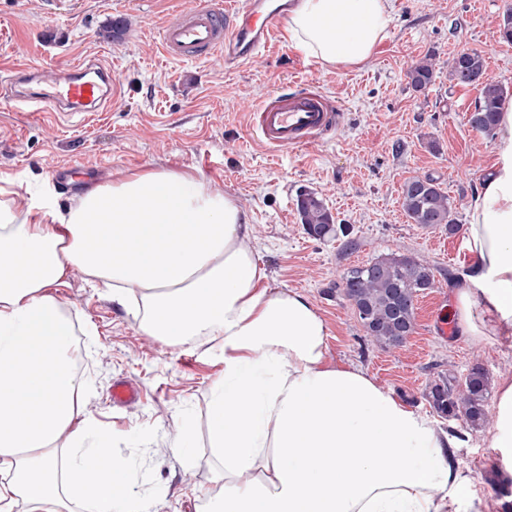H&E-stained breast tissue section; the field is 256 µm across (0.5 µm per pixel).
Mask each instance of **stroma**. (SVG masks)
<instances>
[{
  "label": "stroma",
  "mask_w": 512,
  "mask_h": 512,
  "mask_svg": "<svg viewBox=\"0 0 512 512\" xmlns=\"http://www.w3.org/2000/svg\"><path fill=\"white\" fill-rule=\"evenodd\" d=\"M176 0H0V60L23 57L46 77L84 56L111 65L121 97L104 112L52 114L0 104V181L17 183L19 202L49 193L60 204L77 198V175L102 181L147 168L189 169L212 182L247 213L271 285L305 294L329 328L331 360L367 370L408 407L431 414L428 384L442 373L463 377L484 367L492 382L512 379V339L473 341L440 336L450 318V281L463 270L462 238L444 226L411 223L404 183L431 176L448 195L456 224L495 161V140L472 129L480 97L448 79L463 50L485 55L486 75L512 93V43L500 28L512 0H393L389 34L372 58L336 69L307 57L279 31L272 51L237 69L223 56L198 62L168 59L159 20ZM432 56L431 83L415 90L410 67ZM306 81L342 112L334 130L291 152L260 144L249 116L261 98ZM321 196L336 223L359 239L347 254L339 239L307 235L296 211L301 190ZM390 253H411L431 267L435 286L416 303L415 328L398 348L372 344L339 287L346 269ZM54 295L80 328L79 361L86 382L82 412L115 434L113 450L132 464L135 495L152 512H203L221 491L208 444V388L224 362L203 339L171 348L144 336L128 303L113 299L86 270L67 268ZM126 379L142 400L113 405L114 382ZM194 444L176 452L184 417ZM465 440L456 459L487 499L490 512H512V494L490 446L491 426L469 430L439 419Z\"/></svg>",
  "instance_id": "1"
}]
</instances>
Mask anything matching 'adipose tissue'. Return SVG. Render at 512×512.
<instances>
[{
    "label": "adipose tissue",
    "instance_id": "obj_1",
    "mask_svg": "<svg viewBox=\"0 0 512 512\" xmlns=\"http://www.w3.org/2000/svg\"><path fill=\"white\" fill-rule=\"evenodd\" d=\"M392 0H300L290 42L332 67L368 61ZM496 162L464 226L465 273L449 286L456 335L512 338V104ZM0 186V512H148L94 414L73 320L52 288L80 267L132 299L144 335L170 347L210 337L224 373L208 389L220 494L205 512H487L455 461L461 440L364 369L332 363L311 301L271 287L244 210L191 170L145 169L76 203ZM512 474V380L499 382L491 441Z\"/></svg>",
    "mask_w": 512,
    "mask_h": 512
}]
</instances>
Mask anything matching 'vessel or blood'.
Wrapping results in <instances>:
<instances>
[{
  "instance_id": "b4317fda",
  "label": "vessel or blood",
  "mask_w": 512,
  "mask_h": 512,
  "mask_svg": "<svg viewBox=\"0 0 512 512\" xmlns=\"http://www.w3.org/2000/svg\"><path fill=\"white\" fill-rule=\"evenodd\" d=\"M288 5L264 8L263 0H197L171 10L159 26L166 57L202 61L220 54L235 68L269 51L277 24L288 17ZM14 90L11 100L35 112H102L114 102L119 85L100 61L86 59L60 81H47L36 66H0ZM339 114L313 86L300 83L292 93L270 94L251 115L257 138L271 152L305 146L327 134Z\"/></svg>"
}]
</instances>
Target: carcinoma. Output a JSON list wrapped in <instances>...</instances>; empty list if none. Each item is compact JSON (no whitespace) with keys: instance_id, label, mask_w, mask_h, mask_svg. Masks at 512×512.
<instances>
[{"instance_id":"carcinoma-1","label":"carcinoma","mask_w":512,"mask_h":512,"mask_svg":"<svg viewBox=\"0 0 512 512\" xmlns=\"http://www.w3.org/2000/svg\"><path fill=\"white\" fill-rule=\"evenodd\" d=\"M485 74L484 55L473 50L463 51L452 59L449 80L461 86L480 87L479 101L468 122L473 129L492 137L508 91L486 79ZM409 78L414 88H426L433 78V64L427 60L415 64L409 70ZM296 209L308 235L323 239L335 231L334 217L317 193L300 192ZM403 209L413 224L422 227L444 224L450 235L457 229L448 195L428 176L416 177L404 185ZM434 286L429 265L405 253L375 258L365 265L350 268L342 277L343 294L366 336L384 348L406 342L414 331L415 300ZM489 388V374L477 367L463 381L449 374L439 376L430 385L426 397L439 416L460 419L468 428L478 429L487 419Z\"/></svg>"}]
</instances>
